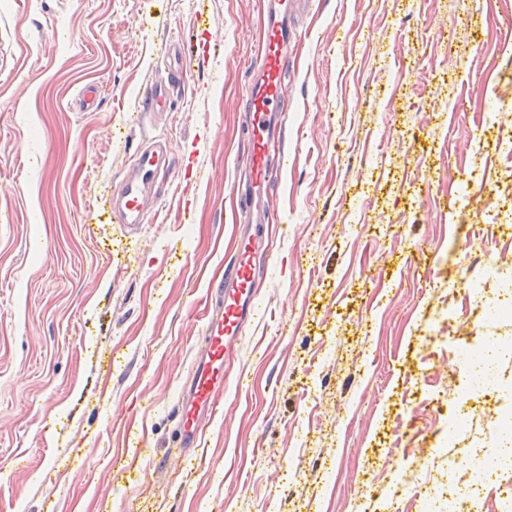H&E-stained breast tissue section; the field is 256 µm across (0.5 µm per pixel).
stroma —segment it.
Wrapping results in <instances>:
<instances>
[{
    "instance_id": "obj_1",
    "label": "stroma",
    "mask_w": 512,
    "mask_h": 512,
    "mask_svg": "<svg viewBox=\"0 0 512 512\" xmlns=\"http://www.w3.org/2000/svg\"><path fill=\"white\" fill-rule=\"evenodd\" d=\"M259 10L0 0V512H384L452 434L455 348L512 333L465 295L512 266V0H315L259 316L225 412L172 464L235 255ZM174 49L187 78L146 114ZM152 140L193 178L131 229L109 201Z\"/></svg>"
}]
</instances>
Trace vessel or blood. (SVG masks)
I'll list each match as a JSON object with an SVG mask.
<instances>
[{
	"label": "vessel or blood",
	"mask_w": 512,
	"mask_h": 512,
	"mask_svg": "<svg viewBox=\"0 0 512 512\" xmlns=\"http://www.w3.org/2000/svg\"><path fill=\"white\" fill-rule=\"evenodd\" d=\"M262 14L258 67L247 106L249 148L245 167L253 186L273 184L281 175L283 163L272 160L271 147L275 116L287 97L286 76L293 66L288 55L293 31L281 0H263ZM171 165L169 155L158 149L148 147L139 153L112 199V214L117 222L131 226L143 223L145 197L158 173L170 169ZM237 205L242 213L251 215L252 222L224 278L209 286L215 306L204 323L202 350L195 360L190 383L181 389L178 404L177 445L184 461L192 458L203 427L218 413L224 397V366L236 355L242 331L254 318L257 296L253 259L270 226L264 217L255 215L250 190L239 193Z\"/></svg>",
	"instance_id": "b4317fda"
}]
</instances>
